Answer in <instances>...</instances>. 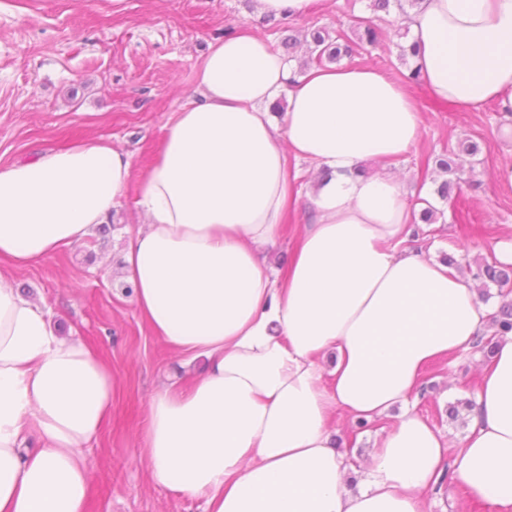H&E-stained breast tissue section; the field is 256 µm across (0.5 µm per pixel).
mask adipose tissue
<instances>
[{
    "mask_svg": "<svg viewBox=\"0 0 512 512\" xmlns=\"http://www.w3.org/2000/svg\"><path fill=\"white\" fill-rule=\"evenodd\" d=\"M409 27L434 100L512 111V0H424ZM422 127L390 75L303 69L242 27L210 44L147 167L106 139L0 164V260L14 267L82 242L135 195L123 277L184 369L205 361L189 387L161 383L148 401L154 486L204 512H427L448 471L512 512V335L457 446L411 407L425 367L476 352L491 314L471 278L411 248L405 179L360 171L405 157ZM296 161L318 173L309 191ZM304 195L292 260L269 275L263 252ZM112 390L107 364L0 271V512H87L85 450ZM339 410L381 425L355 490L333 444Z\"/></svg>",
    "mask_w": 512,
    "mask_h": 512,
    "instance_id": "ef3b65f1",
    "label": "adipose tissue"
}]
</instances>
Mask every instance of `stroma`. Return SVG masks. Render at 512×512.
<instances>
[{"instance_id": "1", "label": "stroma", "mask_w": 512, "mask_h": 512, "mask_svg": "<svg viewBox=\"0 0 512 512\" xmlns=\"http://www.w3.org/2000/svg\"><path fill=\"white\" fill-rule=\"evenodd\" d=\"M370 0H316L293 19L259 14L254 0H0V164L36 150L105 138L128 152L135 167L156 154L173 112L193 92L194 75L209 43L246 25L280 45L320 25L352 31L358 18L374 21L382 36L354 57L397 77L404 67L389 50L397 13L374 15ZM409 93L423 116L417 147L399 164L413 191H424L443 213L424 243L435 258H459L462 267L493 261L494 244L512 226V142L499 128L493 104L475 111L440 106L426 86ZM471 140L479 155L458 165L451 179L460 197L442 200L425 160ZM136 218L132 197L113 209L107 231L22 269L9 270L17 291L45 302L61 334L82 339L111 368L112 414L86 450L92 471L88 512H203L202 500L156 488L139 454L146 405L181 359L142 321L134 292L120 279L125 227ZM481 354L438 361L423 373L415 410L451 440L466 433L448 408L465 400L485 366Z\"/></svg>"}]
</instances>
